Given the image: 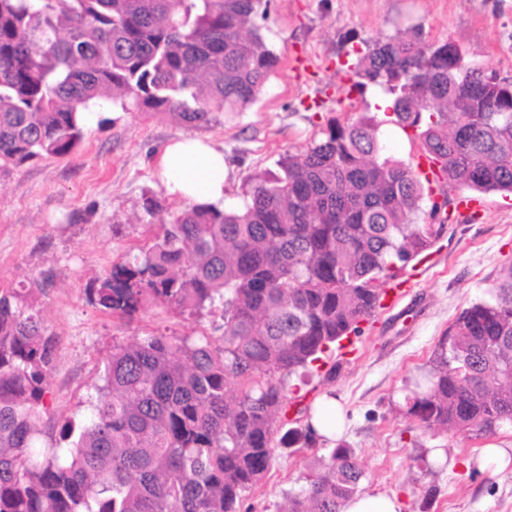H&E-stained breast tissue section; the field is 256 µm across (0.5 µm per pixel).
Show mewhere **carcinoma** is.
Returning <instances> with one entry per match:
<instances>
[{
    "mask_svg": "<svg viewBox=\"0 0 512 512\" xmlns=\"http://www.w3.org/2000/svg\"><path fill=\"white\" fill-rule=\"evenodd\" d=\"M271 0H0V167L65 156L80 114L120 103L190 128L251 105L278 58L262 21ZM359 90L387 97L450 188L512 192V88L448 42L365 44ZM369 112L328 120L303 150L257 177L240 206L195 204L151 244L90 280L88 301L132 320L163 305L206 334L144 332L113 343L80 424L40 448L58 338L43 289L0 288V512H250L245 493L279 447L326 440L283 430L301 386L342 340L363 332L385 288L447 225L410 163L385 153ZM300 383H292V376ZM427 430L476 437L512 427V264L463 309L405 396ZM363 470L345 442L317 458L280 512H341Z\"/></svg>",
    "mask_w": 512,
    "mask_h": 512,
    "instance_id": "1",
    "label": "carcinoma"
}]
</instances>
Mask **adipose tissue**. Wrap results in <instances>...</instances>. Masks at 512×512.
Wrapping results in <instances>:
<instances>
[{"label": "adipose tissue", "instance_id": "obj_1", "mask_svg": "<svg viewBox=\"0 0 512 512\" xmlns=\"http://www.w3.org/2000/svg\"><path fill=\"white\" fill-rule=\"evenodd\" d=\"M157 167L168 195L219 208L232 203L224 152L212 143L192 137L176 141L165 148Z\"/></svg>", "mask_w": 512, "mask_h": 512}]
</instances>
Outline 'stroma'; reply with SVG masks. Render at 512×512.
<instances>
[{
	"instance_id": "35a3bbf8",
	"label": "stroma",
	"mask_w": 512,
	"mask_h": 512,
	"mask_svg": "<svg viewBox=\"0 0 512 512\" xmlns=\"http://www.w3.org/2000/svg\"><path fill=\"white\" fill-rule=\"evenodd\" d=\"M264 34L279 63L256 101L209 127L189 128L165 113L108 107L85 131L82 147L0 169V287L38 283L45 323L61 338L43 416L44 437L55 440L67 420L81 421L113 343L141 331L189 335L192 320L154 306L126 323L95 309L85 296L90 279L110 272L130 249L153 238L142 197L166 212L185 209L168 196L157 161L174 140L207 138L224 148L232 198L250 176L276 171L288 151L304 149L331 118L373 106L376 91L350 89L342 69L364 43L395 35L431 43L450 40L485 68L512 76V0H272ZM310 54L314 75H296L291 59ZM483 221L449 225L422 273L407 269L413 286L393 307L378 310L353 337L334 379L312 376L297 414L334 398L341 437L364 472L361 494L401 500L403 512H512V465L480 471L482 448H512V429L477 439L424 430L404 414L412 377L425 370L448 326L493 288L512 264V194H486ZM316 449L281 448L265 479L246 494L250 512H277L288 491L300 489Z\"/></svg>"
}]
</instances>
